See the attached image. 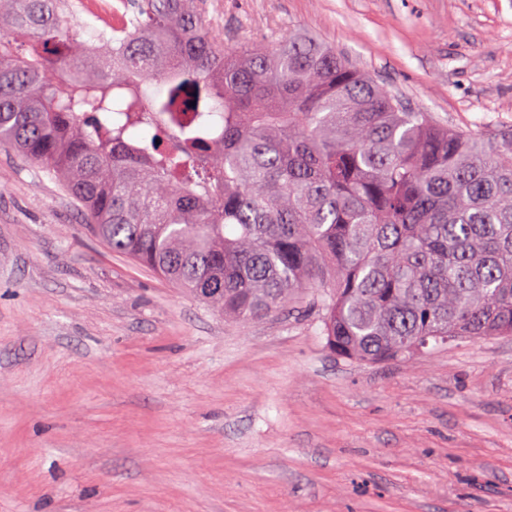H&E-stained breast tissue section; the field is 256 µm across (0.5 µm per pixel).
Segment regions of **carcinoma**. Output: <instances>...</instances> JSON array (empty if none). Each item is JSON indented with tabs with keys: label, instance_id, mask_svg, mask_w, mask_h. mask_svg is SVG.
<instances>
[{
	"label": "carcinoma",
	"instance_id": "obj_1",
	"mask_svg": "<svg viewBox=\"0 0 512 512\" xmlns=\"http://www.w3.org/2000/svg\"><path fill=\"white\" fill-rule=\"evenodd\" d=\"M78 23L0 0V144L113 251L231 321L317 290L327 348L361 363L512 335V134L410 112L293 31L228 47L203 0H137L93 48Z\"/></svg>",
	"mask_w": 512,
	"mask_h": 512
}]
</instances>
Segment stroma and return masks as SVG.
<instances>
[{"label": "stroma", "mask_w": 512, "mask_h": 512, "mask_svg": "<svg viewBox=\"0 0 512 512\" xmlns=\"http://www.w3.org/2000/svg\"><path fill=\"white\" fill-rule=\"evenodd\" d=\"M414 111L512 133V0H207ZM317 297L243 323L114 253L0 146V512H512V336L338 359Z\"/></svg>", "instance_id": "1"}]
</instances>
